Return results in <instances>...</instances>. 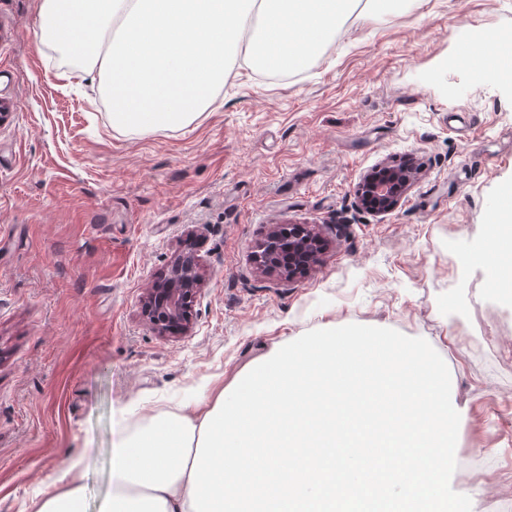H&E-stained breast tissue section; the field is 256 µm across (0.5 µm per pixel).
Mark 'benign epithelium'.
<instances>
[{"instance_id":"obj_1","label":"benign epithelium","mask_w":512,"mask_h":512,"mask_svg":"<svg viewBox=\"0 0 512 512\" xmlns=\"http://www.w3.org/2000/svg\"><path fill=\"white\" fill-rule=\"evenodd\" d=\"M411 181L403 169L380 165L369 172L358 193L360 205L375 214H386L399 204ZM324 243L317 233L302 224H279L270 228L254 254V263L263 271L288 280L294 277L284 265L303 260L312 265L319 259ZM203 282L202 267L193 251H182L167 272L153 280L142 299V315L160 336L182 335L191 328L194 299Z\"/></svg>"}]
</instances>
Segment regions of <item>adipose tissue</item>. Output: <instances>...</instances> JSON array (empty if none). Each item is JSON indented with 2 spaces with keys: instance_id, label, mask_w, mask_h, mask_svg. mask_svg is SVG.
Segmentation results:
<instances>
[{
  "instance_id": "1",
  "label": "adipose tissue",
  "mask_w": 512,
  "mask_h": 512,
  "mask_svg": "<svg viewBox=\"0 0 512 512\" xmlns=\"http://www.w3.org/2000/svg\"><path fill=\"white\" fill-rule=\"evenodd\" d=\"M394 0H39L41 41L103 77L112 125L185 127L234 67L302 69L358 5ZM512 83V47L482 39ZM476 253L512 307V184ZM466 421L442 361L418 343L336 328L272 350L199 411L163 412L114 446L100 512H460L448 450ZM37 512H85L80 461Z\"/></svg>"
}]
</instances>
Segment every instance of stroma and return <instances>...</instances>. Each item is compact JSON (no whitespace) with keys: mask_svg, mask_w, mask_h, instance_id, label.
I'll list each match as a JSON object with an SVG mask.
<instances>
[{"mask_svg":"<svg viewBox=\"0 0 512 512\" xmlns=\"http://www.w3.org/2000/svg\"><path fill=\"white\" fill-rule=\"evenodd\" d=\"M38 0H0V512H35L73 457L85 512L138 421L231 389L253 361L331 324L418 341L455 380L467 425L448 493L494 512L512 491V308L472 258L512 183V84L463 64L512 31V0L357 9L306 68L232 71L185 128L114 129L103 88L40 44ZM74 73L62 89L59 71ZM417 172L390 213L362 210L383 162ZM273 224L326 248L294 281L257 269ZM196 236L204 282L187 335L141 314ZM485 454L473 476L462 458Z\"/></svg>","mask_w":512,"mask_h":512,"instance_id":"35a3bbf8","label":"stroma"}]
</instances>
